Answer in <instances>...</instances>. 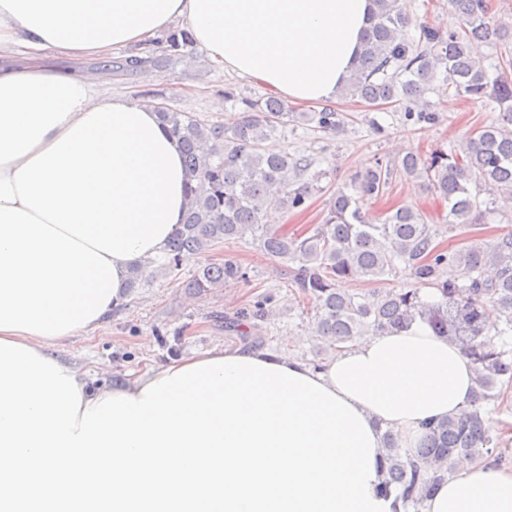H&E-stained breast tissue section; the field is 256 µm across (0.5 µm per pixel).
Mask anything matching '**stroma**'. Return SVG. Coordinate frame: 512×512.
Here are the masks:
<instances>
[{"label": "stroma", "mask_w": 512, "mask_h": 512, "mask_svg": "<svg viewBox=\"0 0 512 512\" xmlns=\"http://www.w3.org/2000/svg\"><path fill=\"white\" fill-rule=\"evenodd\" d=\"M405 3L413 18L407 30L409 38H418L424 25L445 30L457 23L448 0ZM229 87L234 89L235 99H225L224 91ZM112 89L157 106L193 113L205 121L227 124L238 117L243 99L269 94L261 83L215 64L198 47L192 48L189 55L174 57L166 70L154 73L151 79H144L139 73L113 78ZM426 98L439 115L437 122L414 123L395 107L369 113L359 100L339 98L335 104L345 117L343 133L329 134L306 125H292L273 135L272 143L281 150L312 159L309 173L315 178L316 188L309 209L301 214L280 213V226L292 229L319 223L331 193L348 188L353 174L372 167L376 158L390 160L416 149H450L473 126L491 123L498 115L489 100H470L448 90L442 69L437 70ZM486 203L491 215L487 224L476 231L490 241L512 229V203L502 196L487 197ZM392 204L420 209L428 218L438 220L437 241L442 249L465 246L476 232L468 226L451 229L440 222L442 207L434 202L422 180L401 172L394 174L388 197L373 203L371 209L378 212ZM227 259L242 266L246 281L219 293L189 297L185 280L200 266ZM261 297L270 298L275 311L273 317L260 323L268 346H278L280 337L285 336L289 339L288 350L305 362L330 359V352H319L311 336L315 323L313 306L301 303L294 288L287 286L280 264L267 259L256 246L243 243L218 244L208 253L186 258L174 273H157L130 292L127 303L113 311L93 338L72 339L65 358L80 370L105 373L107 382L115 384L126 375L160 367L195 351L218 344L235 347L238 337L225 333L216 322V315L235 316Z\"/></svg>", "instance_id": "obj_1"}]
</instances>
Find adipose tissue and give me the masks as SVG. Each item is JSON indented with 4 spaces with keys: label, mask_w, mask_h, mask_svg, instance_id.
Listing matches in <instances>:
<instances>
[{
    "label": "adipose tissue",
    "mask_w": 512,
    "mask_h": 512,
    "mask_svg": "<svg viewBox=\"0 0 512 512\" xmlns=\"http://www.w3.org/2000/svg\"><path fill=\"white\" fill-rule=\"evenodd\" d=\"M371 0H0V512H400L383 434L415 447L472 395L424 323L339 348L213 349L109 386L67 362L161 254L190 174L150 102L64 60L180 24L292 103L335 96ZM419 512H512V466L464 464Z\"/></svg>",
    "instance_id": "obj_1"
}]
</instances>
